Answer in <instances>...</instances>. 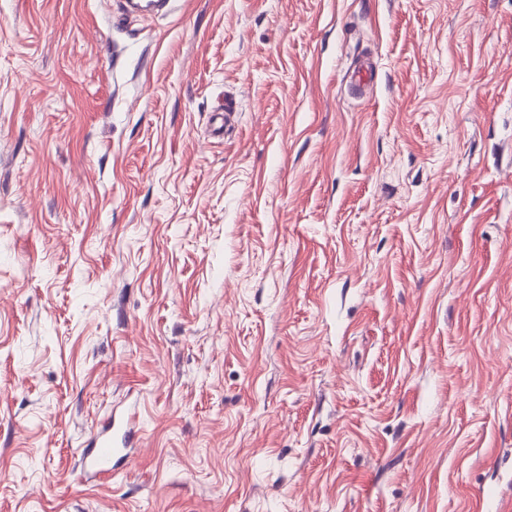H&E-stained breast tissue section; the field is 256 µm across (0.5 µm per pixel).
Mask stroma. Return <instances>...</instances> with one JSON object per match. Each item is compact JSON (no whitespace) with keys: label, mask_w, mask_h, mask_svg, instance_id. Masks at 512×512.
<instances>
[{"label":"stroma","mask_w":512,"mask_h":512,"mask_svg":"<svg viewBox=\"0 0 512 512\" xmlns=\"http://www.w3.org/2000/svg\"><path fill=\"white\" fill-rule=\"evenodd\" d=\"M0 512H512V0H0ZM85 448H78L77 457L86 475H112V459L128 448L120 445L112 435V418L88 441Z\"/></svg>","instance_id":"obj_1"}]
</instances>
